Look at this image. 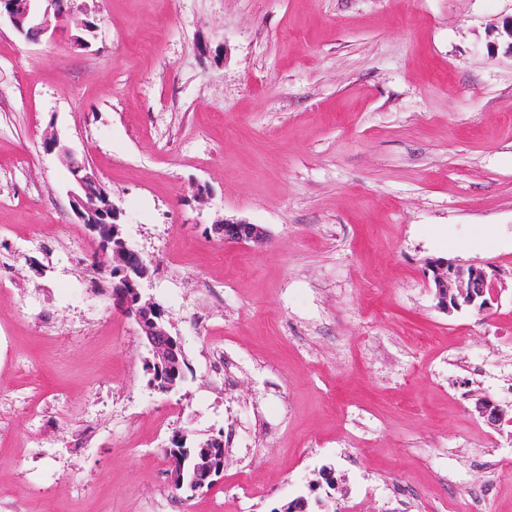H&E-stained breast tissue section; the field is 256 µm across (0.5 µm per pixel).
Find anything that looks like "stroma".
I'll return each instance as SVG.
<instances>
[{
	"label": "stroma",
	"instance_id": "obj_1",
	"mask_svg": "<svg viewBox=\"0 0 512 512\" xmlns=\"http://www.w3.org/2000/svg\"><path fill=\"white\" fill-rule=\"evenodd\" d=\"M73 3L86 48L0 22V512H512V425L475 408L512 409V0ZM50 130L158 267L174 391ZM435 258L497 265L499 304L440 310ZM179 432L222 437L212 489L171 488ZM212 232L225 244H260L267 238L265 228L245 221L224 220V223L212 225ZM477 407L480 417L494 428H499L504 424H512V410L509 415L506 409L486 397L478 399Z\"/></svg>",
	"mask_w": 512,
	"mask_h": 512
}]
</instances>
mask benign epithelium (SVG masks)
I'll list each match as a JSON object with an SVG mask.
<instances>
[{
  "instance_id": "obj_1",
  "label": "benign epithelium",
  "mask_w": 512,
  "mask_h": 512,
  "mask_svg": "<svg viewBox=\"0 0 512 512\" xmlns=\"http://www.w3.org/2000/svg\"><path fill=\"white\" fill-rule=\"evenodd\" d=\"M26 3L27 8L21 13L12 6L6 10L0 7V17H7L24 40L35 42L45 35L54 38L66 34L68 40L76 41L69 35V12L60 6V0H26ZM45 148L57 153L67 166L71 175L68 193L72 211L81 223L98 234L99 251L118 277L112 285V310L137 325L152 366L163 372V376L155 380L157 389L165 392L173 389L180 372L183 348L167 328L165 310L142 288L143 282L154 274L152 262L122 238L118 223L120 208L110 194L100 191L96 169L76 165L74 152L56 137L49 139ZM212 232L226 244H260L267 238L265 228L245 221L226 220L212 225ZM429 271L430 288L438 307L449 314L464 307L490 309L498 303L503 282L494 264L466 266L435 259ZM477 407L480 417L494 428L512 424V414L486 397L478 399ZM218 443L216 439L210 446L188 449L171 462V466L182 468L186 461H191L188 488L202 490L221 476L224 465L216 448Z\"/></svg>"
}]
</instances>
